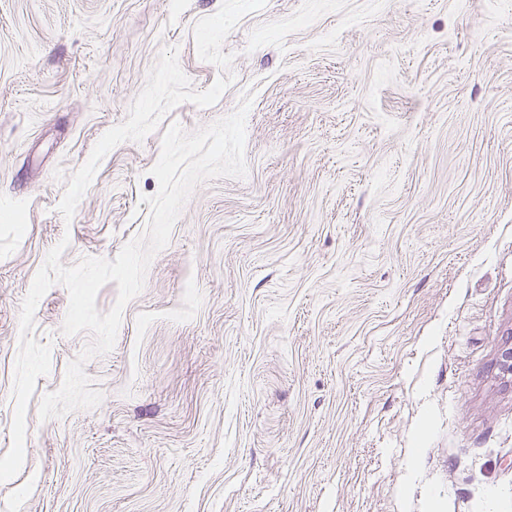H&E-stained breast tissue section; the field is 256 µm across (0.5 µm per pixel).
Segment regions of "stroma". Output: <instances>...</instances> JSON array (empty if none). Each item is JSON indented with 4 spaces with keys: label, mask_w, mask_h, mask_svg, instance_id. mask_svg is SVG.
I'll use <instances>...</instances> for the list:
<instances>
[{
    "label": "stroma",
    "mask_w": 512,
    "mask_h": 512,
    "mask_svg": "<svg viewBox=\"0 0 512 512\" xmlns=\"http://www.w3.org/2000/svg\"><path fill=\"white\" fill-rule=\"evenodd\" d=\"M242 178L200 184L0 512H512V0H0V456L48 252L142 235L170 124L245 93Z\"/></svg>",
    "instance_id": "35a3bbf8"
}]
</instances>
